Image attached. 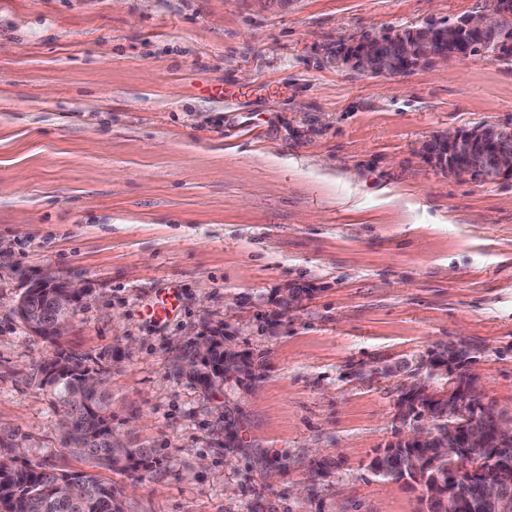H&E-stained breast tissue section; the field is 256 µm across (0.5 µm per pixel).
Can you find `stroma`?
<instances>
[{
	"label": "stroma",
	"instance_id": "stroma-1",
	"mask_svg": "<svg viewBox=\"0 0 512 512\" xmlns=\"http://www.w3.org/2000/svg\"><path fill=\"white\" fill-rule=\"evenodd\" d=\"M477 3L0 0V428L27 436L20 457L60 458L37 368L67 349L102 369L122 439L161 458L101 470L125 512H422V487L369 469L405 380L373 369L465 340L512 419V179L418 152L512 126V64L372 77L330 53ZM48 276L83 291L57 344L15 313ZM213 329L257 378L206 398L171 357Z\"/></svg>",
	"mask_w": 512,
	"mask_h": 512
}]
</instances>
